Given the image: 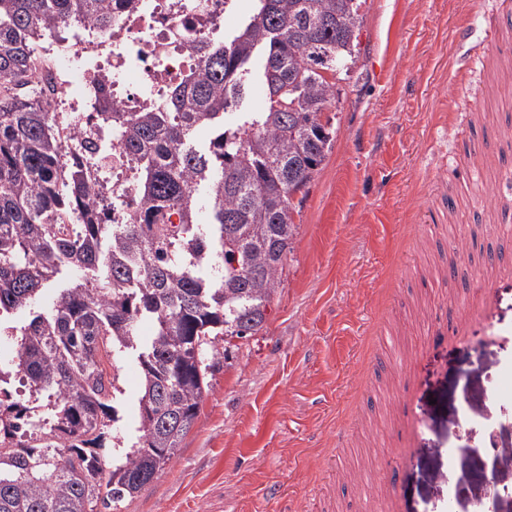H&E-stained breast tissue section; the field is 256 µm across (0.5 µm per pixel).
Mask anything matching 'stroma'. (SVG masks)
<instances>
[{
	"label": "stroma",
	"mask_w": 512,
	"mask_h": 512,
	"mask_svg": "<svg viewBox=\"0 0 512 512\" xmlns=\"http://www.w3.org/2000/svg\"><path fill=\"white\" fill-rule=\"evenodd\" d=\"M512 0H362L355 63L336 84L331 150L295 205L296 231L263 328L219 343L220 365L172 459L116 512H480L489 486L512 512V396L484 399L512 367V287L490 325L453 329L477 289L438 277L457 236L467 262L512 253L457 180L455 159L512 131L507 59L486 54ZM470 25L468 47L450 35ZM439 215L442 229L426 226ZM444 335L431 339L425 317ZM112 434L135 437L140 376L118 363ZM419 432L403 449L400 416ZM345 433L344 447L336 436ZM279 486L282 500L267 497Z\"/></svg>",
	"instance_id": "obj_1"
}]
</instances>
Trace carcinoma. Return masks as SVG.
Masks as SVG:
<instances>
[{"instance_id":"cac0c4a2","label":"carcinoma","mask_w":512,"mask_h":512,"mask_svg":"<svg viewBox=\"0 0 512 512\" xmlns=\"http://www.w3.org/2000/svg\"><path fill=\"white\" fill-rule=\"evenodd\" d=\"M111 2L0 0V334L14 347L0 385L19 378L45 400L0 399V512L115 509L170 461L216 370L218 338L266 321L296 230L292 199L331 149L322 117L361 26L360 0H259L224 48L204 51L189 87L162 107L115 113L139 193L114 224L105 187L84 160H65L40 92L12 89L38 42L76 18L108 25ZM258 56L263 106L227 126ZM203 128L219 133L200 147ZM17 311L28 312L22 325L10 324ZM146 319L154 331L143 340ZM130 350L138 435L110 461L100 452L115 421L109 367Z\"/></svg>"}]
</instances>
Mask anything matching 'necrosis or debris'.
Listing matches in <instances>:
<instances>
[{
    "instance_id": "4bbe7bcc",
    "label": "necrosis or debris",
    "mask_w": 512,
    "mask_h": 512,
    "mask_svg": "<svg viewBox=\"0 0 512 512\" xmlns=\"http://www.w3.org/2000/svg\"><path fill=\"white\" fill-rule=\"evenodd\" d=\"M225 13L224 0H114L110 26L81 19L36 46L29 83L42 88L68 153L99 155L91 175L113 198L135 202L137 185L112 113L164 104L171 87L196 78L200 48L224 39Z\"/></svg>"
}]
</instances>
